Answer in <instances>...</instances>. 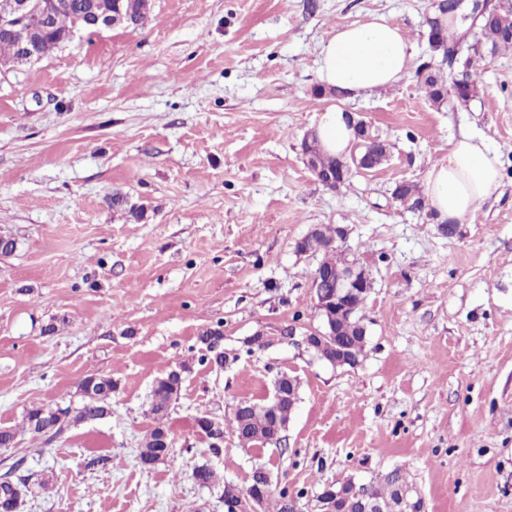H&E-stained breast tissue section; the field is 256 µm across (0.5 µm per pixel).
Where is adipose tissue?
<instances>
[{
  "instance_id": "obj_1",
  "label": "adipose tissue",
  "mask_w": 512,
  "mask_h": 512,
  "mask_svg": "<svg viewBox=\"0 0 512 512\" xmlns=\"http://www.w3.org/2000/svg\"><path fill=\"white\" fill-rule=\"evenodd\" d=\"M409 50L399 26L374 16L337 28L322 41L319 77L353 100L398 83L407 72ZM314 132L328 153L344 155L351 149L354 131L339 107L322 112ZM502 187L497 155L471 134L449 140L447 159L432 164L423 180L424 196L441 224L463 223L479 205L499 198Z\"/></svg>"
}]
</instances>
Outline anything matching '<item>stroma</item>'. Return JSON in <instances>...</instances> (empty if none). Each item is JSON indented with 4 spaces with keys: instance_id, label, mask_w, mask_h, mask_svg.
<instances>
[{
    "instance_id": "35a3bbf8",
    "label": "stroma",
    "mask_w": 512,
    "mask_h": 512,
    "mask_svg": "<svg viewBox=\"0 0 512 512\" xmlns=\"http://www.w3.org/2000/svg\"><path fill=\"white\" fill-rule=\"evenodd\" d=\"M435 2L152 0L145 25L83 32L0 72V235L17 243L0 256V427L17 431L0 476L32 485L19 512H224L223 483L247 487L258 466L304 505L397 468L425 512H512V50L487 58L468 106H434L415 71ZM374 15L404 30L409 72L355 100L319 95L322 39ZM333 104L392 145L337 190L300 147ZM464 133L498 152L503 195L451 236L391 191L421 184ZM320 225L347 229L373 281L354 367L245 345L319 327L321 257L295 245ZM208 328L224 334L223 366L204 361ZM171 369L173 450L144 469L149 392ZM283 372L299 399L281 444L228 431L209 453L195 417L230 415ZM90 375L111 377L110 415L23 430L32 405L78 403ZM202 464L221 485L195 482Z\"/></svg>"
}]
</instances>
